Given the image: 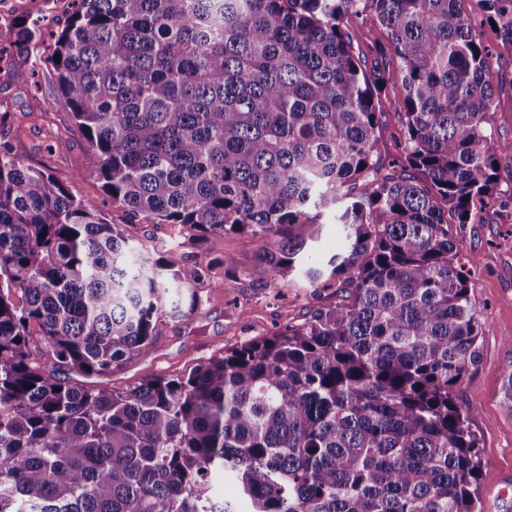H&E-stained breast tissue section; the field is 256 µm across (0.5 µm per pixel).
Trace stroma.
<instances>
[{
    "instance_id": "1",
    "label": "stroma",
    "mask_w": 512,
    "mask_h": 512,
    "mask_svg": "<svg viewBox=\"0 0 512 512\" xmlns=\"http://www.w3.org/2000/svg\"><path fill=\"white\" fill-rule=\"evenodd\" d=\"M457 8L480 23L485 45L498 58L487 74L496 95L490 124L498 142L512 147V50L483 24L475 0H458ZM73 10L72 0L47 5L42 0H0V33L6 29L1 22L5 16L14 24L38 18L56 32ZM1 111L11 114L8 134L25 162L47 167L70 194L94 201L133 243L161 251L178 239L176 226L132 219L105 195L95 158L73 123L51 64L23 58L0 61ZM291 233L308 241L310 249L302 256L306 267L322 266L344 243L343 227L331 214L319 217L316 224L295 226ZM461 233V261L472 274V298L487 329L479 338L481 361L456 389L455 399L476 409L472 427L480 437L482 457L477 512H512V399L503 387L506 372L512 371V205L488 208L481 223L465 225ZM260 247V240L232 233L183 247L185 266L229 253L242 267L225 277L223 289L200 284L201 303L189 317H164L158 341L148 353L129 360L111 377H88V384L102 382L125 392L158 376L185 374L225 349L304 323L315 309L333 307L345 298L340 288H308L298 271L288 282H268L254 261Z\"/></svg>"
}]
</instances>
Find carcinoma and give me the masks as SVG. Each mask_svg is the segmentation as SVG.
Instances as JSON below:
<instances>
[{
	"mask_svg": "<svg viewBox=\"0 0 512 512\" xmlns=\"http://www.w3.org/2000/svg\"><path fill=\"white\" fill-rule=\"evenodd\" d=\"M47 58L112 203L201 239L247 233L288 281L337 211L343 247L315 288L347 303L247 340L177 378L124 393L110 377L160 334L166 282L238 273L226 254L188 270L129 243L92 201L0 140V512H234L209 476L233 474L253 512H475V407L454 394L480 361L464 238L512 200V156L488 123L490 54L458 0H73ZM512 47V0H476ZM383 29L356 58L341 21ZM37 57L42 25L15 27ZM399 79V173L383 170L382 95ZM73 237H68V234ZM38 324L45 351L30 347Z\"/></svg>",
	"mask_w": 512,
	"mask_h": 512,
	"instance_id": "obj_1",
	"label": "carcinoma"
}]
</instances>
